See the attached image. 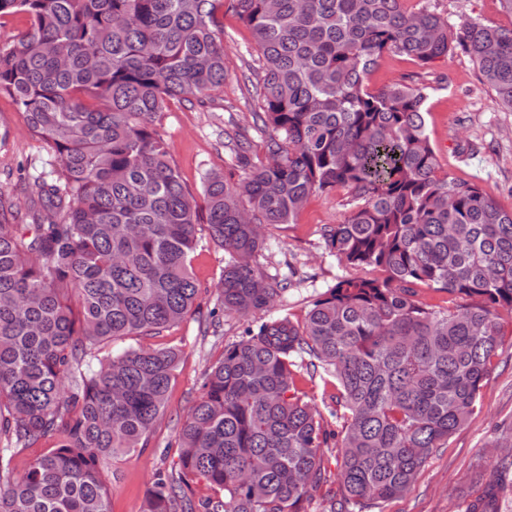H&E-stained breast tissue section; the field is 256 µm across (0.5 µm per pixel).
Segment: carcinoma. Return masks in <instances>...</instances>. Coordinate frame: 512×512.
<instances>
[{
	"label": "carcinoma",
	"instance_id": "cac0c4a2",
	"mask_svg": "<svg viewBox=\"0 0 512 512\" xmlns=\"http://www.w3.org/2000/svg\"><path fill=\"white\" fill-rule=\"evenodd\" d=\"M404 2L231 0L262 66L265 157L245 129L224 131L229 168L204 174L200 204L156 121L170 100L203 103L224 86V0H0V15L30 21L0 45V94L46 153L25 186L29 223L0 191V512H110L106 469L147 443L179 359L112 344L191 312L201 231L227 254L220 308L271 307L287 284L258 262L263 225L291 224L312 194L338 188L351 212L323 237L368 275L224 348L142 512H315L331 446L342 498L323 512H370L467 422L512 315V210L442 171L426 84L373 92L365 80L385 54L427 67L460 51L512 112V28L453 31ZM420 285L448 306L414 300ZM320 370L339 387V435L296 387ZM198 481L211 494L196 500ZM511 494L510 458L465 512H502Z\"/></svg>",
	"mask_w": 512,
	"mask_h": 512
}]
</instances>
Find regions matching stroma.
I'll return each instance as SVG.
<instances>
[{"label": "stroma", "mask_w": 512, "mask_h": 512, "mask_svg": "<svg viewBox=\"0 0 512 512\" xmlns=\"http://www.w3.org/2000/svg\"><path fill=\"white\" fill-rule=\"evenodd\" d=\"M435 4L449 26L477 19L512 27V15L499 0H406L408 9L424 2ZM224 26V56L229 76L213 95L209 106L184 100L170 101L159 117L170 158L192 190H199L204 171H224V129L235 122L250 127L253 151L263 154L265 135L252 126L257 111L255 79L258 61L251 30L231 6L218 13ZM423 76L429 83L425 104L427 134L440 165L452 177L474 182L487 190L497 204L512 209V112L492 103V92L479 79L467 55L441 58L421 68L410 58L384 56L366 84L378 90L403 77ZM484 143V151L470 157L459 154L465 142ZM43 151L31 136L25 119L13 100L0 95V190L18 192L20 171L38 162ZM350 193L338 189L316 193L291 224L263 227L265 248L259 261L269 277L290 279L291 287L276 297L271 314H286L303 320L310 302L355 270L329 253L323 230L341 223L349 214ZM193 272L201 285L199 309L177 326L158 336H133L130 345L173 346L180 359L162 419L155 425L146 447L114 458L109 478L111 512H141L156 469L162 461H176L180 452L181 424L200 395L202 382L226 345L239 339L249 323L234 313L212 324L209 312L217 301V288L224 272V250L208 237H201L193 260ZM506 336L493 371L481 389L476 408L467 424L453 434L447 447L437 449L403 495L384 503L380 512H464L468 501L482 491L475 472L492 478L504 449L495 445L512 434V319H506Z\"/></svg>", "instance_id": "1"}]
</instances>
